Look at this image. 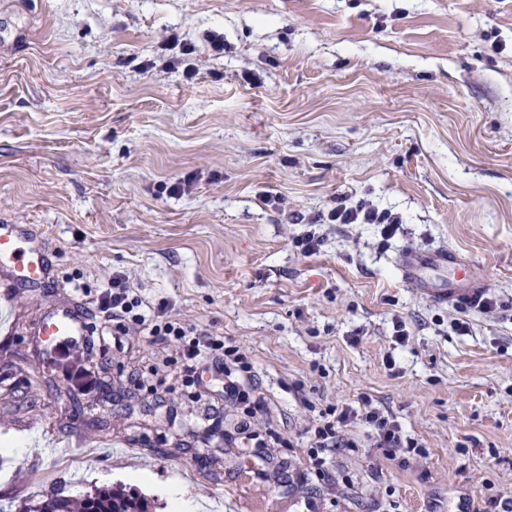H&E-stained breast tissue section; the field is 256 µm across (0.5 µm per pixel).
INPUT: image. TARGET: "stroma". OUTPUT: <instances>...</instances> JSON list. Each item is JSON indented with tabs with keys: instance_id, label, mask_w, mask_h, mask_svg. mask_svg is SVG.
Segmentation results:
<instances>
[{
	"instance_id": "obj_1",
	"label": "stroma",
	"mask_w": 512,
	"mask_h": 512,
	"mask_svg": "<svg viewBox=\"0 0 512 512\" xmlns=\"http://www.w3.org/2000/svg\"><path fill=\"white\" fill-rule=\"evenodd\" d=\"M340 196L400 232L325 224L302 254ZM1 221L51 263L0 324L8 512L136 491L128 469L204 512L512 508V0H0ZM441 248L499 303L465 335L401 275ZM115 272L240 347L250 434L217 358L187 381L173 342L114 347L83 291ZM66 313L89 332L61 354L37 328ZM363 397L414 448L359 420L318 447L320 413ZM320 224H377L381 227L382 236L391 238L400 230L401 217L362 200L352 203L346 197H338L336 206L316 216L308 224L311 229L296 240V246L301 247L302 252L314 253L322 245L324 238L315 228Z\"/></svg>"
}]
</instances>
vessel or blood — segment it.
Wrapping results in <instances>:
<instances>
[{"label": "vessel or blood", "instance_id": "1", "mask_svg": "<svg viewBox=\"0 0 512 512\" xmlns=\"http://www.w3.org/2000/svg\"><path fill=\"white\" fill-rule=\"evenodd\" d=\"M24 239V233L16 225H0V265L10 268L15 280L37 285L43 282L47 272L44 255L40 248L25 246ZM430 266L455 270L456 275L448 285L434 283L421 275L422 269ZM402 270L408 282L421 288L438 304L471 299L482 291L472 265L451 249H439L427 255L406 254L402 259Z\"/></svg>", "mask_w": 512, "mask_h": 512}]
</instances>
